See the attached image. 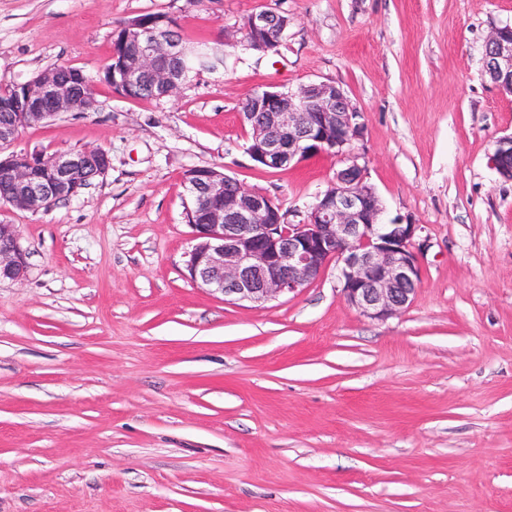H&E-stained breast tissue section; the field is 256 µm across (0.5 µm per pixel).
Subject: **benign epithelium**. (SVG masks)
Segmentation results:
<instances>
[{
  "label": "benign epithelium",
  "instance_id": "7a95c632",
  "mask_svg": "<svg viewBox=\"0 0 512 512\" xmlns=\"http://www.w3.org/2000/svg\"><path fill=\"white\" fill-rule=\"evenodd\" d=\"M284 14L263 10L246 19L241 33L268 52L284 32ZM122 49L113 51L114 79L129 100L147 90L155 98L177 93L187 76L177 63L184 47L162 21L122 26ZM166 45L164 53L155 43ZM484 71L503 94L512 96V26L491 28ZM98 102L79 72L45 70L19 84L17 97L0 103V145L22 127L44 124L64 112H95ZM361 114L339 85L319 82L296 93L259 90L240 112L241 125L253 130L246 152L258 167H295L318 156L334 157L329 188L320 194L299 224L285 223L283 207L262 192L245 188L219 172L198 171L186 179L192 200L187 212L195 244L187 262L195 283L234 301L262 304L295 293L317 280L336 262L341 293L364 316L383 320L407 308L422 277L419 241L422 224H383L381 202L369 183L365 157L355 142L363 133ZM491 167L512 181V135L495 143ZM111 168L99 148L75 153H16L0 156L4 201L32 213L69 199L104 177ZM27 257L16 226L0 224V280L26 277Z\"/></svg>",
  "mask_w": 512,
  "mask_h": 512
}]
</instances>
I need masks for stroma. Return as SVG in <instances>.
<instances>
[{"instance_id":"35a3bbf8","label":"stroma","mask_w":512,"mask_h":512,"mask_svg":"<svg viewBox=\"0 0 512 512\" xmlns=\"http://www.w3.org/2000/svg\"><path fill=\"white\" fill-rule=\"evenodd\" d=\"M287 13L278 52L237 45ZM176 18L226 67L176 96L19 131L15 153L99 147L108 174L50 210L0 203L27 256L0 281V512H512V182L489 164L512 96L484 73L512 0H0V88L57 65L95 74L119 28ZM342 86L387 224L430 247L384 321L335 265L260 305L186 275L187 170L220 166L301 222L337 168L262 170L252 92Z\"/></svg>"}]
</instances>
